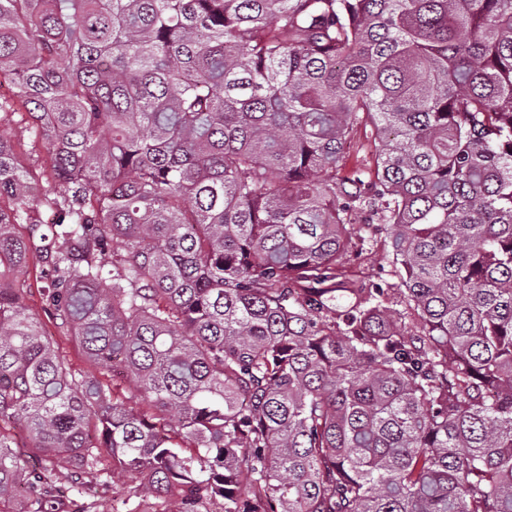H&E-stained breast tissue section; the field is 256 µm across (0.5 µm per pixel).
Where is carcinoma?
Instances as JSON below:
<instances>
[{"label":"carcinoma","instance_id":"obj_1","mask_svg":"<svg viewBox=\"0 0 512 512\" xmlns=\"http://www.w3.org/2000/svg\"><path fill=\"white\" fill-rule=\"evenodd\" d=\"M0 77V512H512V0H0ZM0 134L8 137L13 143L19 154L21 165L26 169L32 181L39 187L44 184V175L48 171L44 164L45 153L34 151L32 146L34 142H38L35 130L28 124L27 115L21 116L17 114H1ZM375 137V132L371 127L360 128L354 136L350 147L349 154L351 155V164L361 163L362 165L369 166L372 164V143ZM378 229L375 231L370 246H366L359 259L356 261L360 265L364 275L376 281L380 275L390 283H399V278L395 274V269L389 264V255L384 246V240L389 230L382 229L387 224H377ZM384 267V271L382 270ZM31 243L35 245L32 248V255L29 260V267L26 274V282L29 288L28 295L26 297V304L30 311L34 313L42 323L44 331L52 336L55 345L59 350L65 354L74 365L76 369L88 370V363L85 356L75 341L73 336H70V332L62 331L57 326L56 316L47 311L44 307L43 296L40 286L42 285L39 280V271L45 265V260L36 252V246L41 245L39 237L32 239L30 236ZM114 489L112 482L109 486H101L96 489L94 496L86 497V502L93 503L92 512H126L127 505L123 504V488H126L124 480L116 479Z\"/></svg>","mask_w":512,"mask_h":512}]
</instances>
